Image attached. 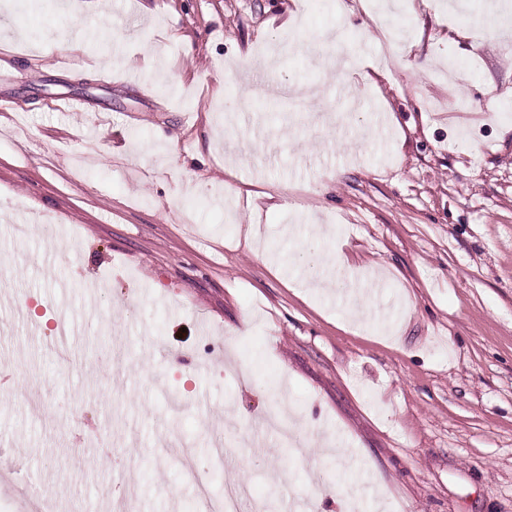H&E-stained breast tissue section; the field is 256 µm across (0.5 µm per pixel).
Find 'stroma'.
Instances as JSON below:
<instances>
[{"mask_svg": "<svg viewBox=\"0 0 512 512\" xmlns=\"http://www.w3.org/2000/svg\"><path fill=\"white\" fill-rule=\"evenodd\" d=\"M87 2L0 0V484L54 512H113L117 488L135 512H205L239 483L242 512H512V21L302 0L287 29L289 0ZM378 14L394 43L364 28ZM454 28L485 41L438 42ZM47 37L82 56L42 57ZM248 52L279 78L226 76ZM364 58L386 59L381 89ZM243 181L283 267L238 232ZM305 245L343 252L338 286L289 266ZM283 383L298 450L261 427Z\"/></svg>", "mask_w": 512, "mask_h": 512, "instance_id": "stroma-1", "label": "stroma"}]
</instances>
